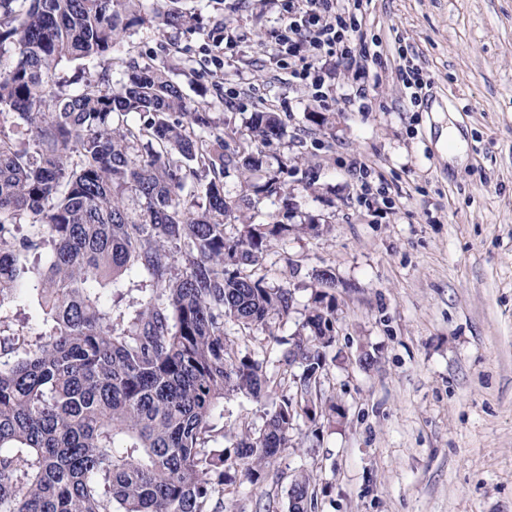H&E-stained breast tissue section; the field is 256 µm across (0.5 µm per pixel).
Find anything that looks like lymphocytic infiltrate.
<instances>
[{"label":"lymphocytic infiltrate","instance_id":"lymphocytic-infiltrate-1","mask_svg":"<svg viewBox=\"0 0 512 512\" xmlns=\"http://www.w3.org/2000/svg\"><path fill=\"white\" fill-rule=\"evenodd\" d=\"M364 0H288L287 19L273 33L274 63L289 69L295 83L310 88L318 101L331 96L323 63L344 64L350 80L349 104L366 108L377 54L365 44Z\"/></svg>","mask_w":512,"mask_h":512}]
</instances>
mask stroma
Masks as SVG:
<instances>
[{"instance_id":"obj_1","label":"stroma","mask_w":512,"mask_h":512,"mask_svg":"<svg viewBox=\"0 0 512 512\" xmlns=\"http://www.w3.org/2000/svg\"><path fill=\"white\" fill-rule=\"evenodd\" d=\"M287 6L181 0L192 31L135 22L112 46L113 88L127 56L168 69L189 108L227 132L228 150L250 113L281 120L283 137L261 151L289 196L247 215L290 225L255 274L294 302L270 331L225 323L236 352L291 389L278 340L304 319L316 271L338 280L323 414L298 420L297 447L271 458L260 484L234 474L221 512H288L302 471L317 479L316 512H512V0H371L363 32L381 78L368 112L344 105L343 64L325 65L336 99L323 105L272 62ZM227 28L246 40L218 70L208 51ZM406 56L427 83L419 101L399 76ZM231 87L260 99L227 103ZM450 125L466 141L460 166L439 146ZM144 294L130 275L102 302L117 324ZM275 403L225 399L217 447L259 433Z\"/></svg>"}]
</instances>
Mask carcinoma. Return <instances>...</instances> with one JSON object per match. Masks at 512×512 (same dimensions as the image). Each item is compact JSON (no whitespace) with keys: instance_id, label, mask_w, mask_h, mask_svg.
I'll use <instances>...</instances> for the list:
<instances>
[{"instance_id":"obj_1","label":"carcinoma","mask_w":512,"mask_h":512,"mask_svg":"<svg viewBox=\"0 0 512 512\" xmlns=\"http://www.w3.org/2000/svg\"><path fill=\"white\" fill-rule=\"evenodd\" d=\"M123 1L0 0V111L34 143L31 153L0 137V308L28 280L23 254L52 246L37 288L50 330L31 344L0 326V512H218L226 470L260 482L334 362L337 280L324 269L283 354L302 368L296 391L280 394L263 431L241 434L234 454L208 447L226 395L259 399L281 386L263 362L236 354L224 321L246 331L288 315L292 291L250 269L289 225L243 224L232 240L224 226L284 184L269 170L226 196L224 170L258 171L263 155L249 144L226 151L209 113L189 109L164 70L131 58L118 91L107 68L92 88L55 79L64 60L112 51ZM176 3L156 0L155 18L192 30ZM175 113L183 120L170 121ZM245 129L251 141L283 135L274 112L251 113ZM185 170L211 176L196 210L182 200ZM23 218L34 232L17 241L11 227ZM130 274L149 293L114 325L98 290ZM291 497L292 512H314L316 478L296 476Z\"/></svg>"}]
</instances>
